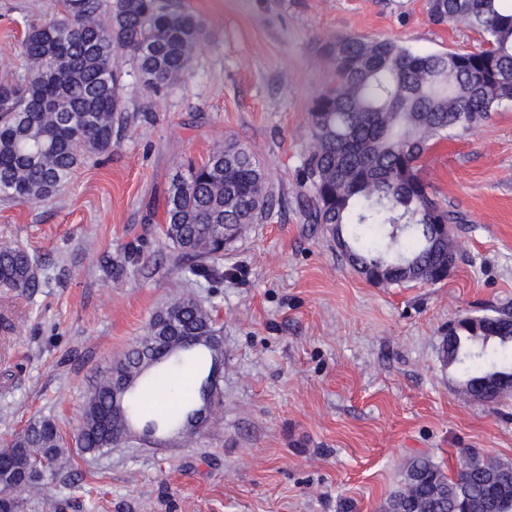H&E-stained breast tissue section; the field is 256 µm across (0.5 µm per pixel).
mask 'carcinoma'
<instances>
[{"label":"carcinoma","instance_id":"carcinoma-1","mask_svg":"<svg viewBox=\"0 0 512 512\" xmlns=\"http://www.w3.org/2000/svg\"><path fill=\"white\" fill-rule=\"evenodd\" d=\"M63 18L34 29L20 82H0V194L41 202L59 194L89 154L112 148L119 76L112 56L136 61L145 87L159 93L188 74L203 29L179 0H62ZM437 24L482 34L475 51L427 53L391 39L341 37L325 45L335 85L309 107L302 165L308 222L327 227L357 273L383 265L381 284H438L456 263V217L438 205L420 161L437 141L463 134L512 103V0H427ZM265 173L228 138L170 185L162 229L187 276L223 279L224 250L272 211ZM35 261L0 246V288L33 293ZM212 313L183 294L152 317L147 332L98 377L83 407L76 443L91 455L118 446L135 419L143 429L195 434L223 362ZM440 352L460 368L475 401L512 395V310L461 316ZM191 374L192 397L176 409L145 407L179 391ZM128 386L114 403L116 381ZM66 439L49 418L32 420L0 447L8 486L40 490L69 466ZM382 512H512V463L465 448L452 474L429 455L409 459L403 486Z\"/></svg>","mask_w":512,"mask_h":512}]
</instances>
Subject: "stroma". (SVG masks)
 <instances>
[{
    "mask_svg": "<svg viewBox=\"0 0 512 512\" xmlns=\"http://www.w3.org/2000/svg\"><path fill=\"white\" fill-rule=\"evenodd\" d=\"M204 26L190 74L160 94L114 55L123 119L57 196H0V245L36 262L41 288H0V441L53 419L73 438L96 377L182 292L212 309L224 372L214 421L150 448L137 437L72 467L18 512H380L409 459L454 470L476 448L512 463V397L464 395L439 347L448 325L512 309V104L433 145L421 175L460 213L458 260L436 285L378 286L308 223L298 173L312 98L334 80L324 45L390 38L473 51L478 31L429 21L426 0H182ZM60 0H0V80L27 74L25 36ZM232 137L275 206L224 252V281L184 279L163 244L167 190Z\"/></svg>",
    "mask_w": 512,
    "mask_h": 512,
    "instance_id": "1",
    "label": "stroma"
}]
</instances>
